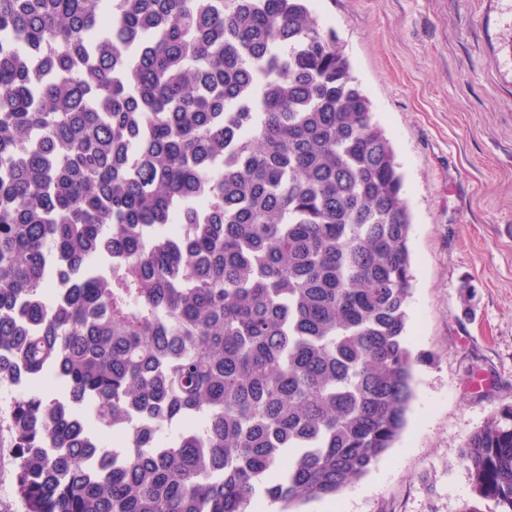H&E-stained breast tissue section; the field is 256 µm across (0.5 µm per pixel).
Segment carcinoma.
Wrapping results in <instances>:
<instances>
[{"label": "carcinoma", "mask_w": 512, "mask_h": 512, "mask_svg": "<svg viewBox=\"0 0 512 512\" xmlns=\"http://www.w3.org/2000/svg\"><path fill=\"white\" fill-rule=\"evenodd\" d=\"M310 0H0V384L25 512H271L399 438L410 213ZM512 512V407L462 446Z\"/></svg>", "instance_id": "carcinoma-1"}]
</instances>
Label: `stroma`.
I'll use <instances>...</instances> for the list:
<instances>
[{
  "instance_id": "obj_1",
  "label": "stroma",
  "mask_w": 512,
  "mask_h": 512,
  "mask_svg": "<svg viewBox=\"0 0 512 512\" xmlns=\"http://www.w3.org/2000/svg\"><path fill=\"white\" fill-rule=\"evenodd\" d=\"M404 175L415 398L334 512H460L464 440L512 405V0H312Z\"/></svg>"
}]
</instances>
